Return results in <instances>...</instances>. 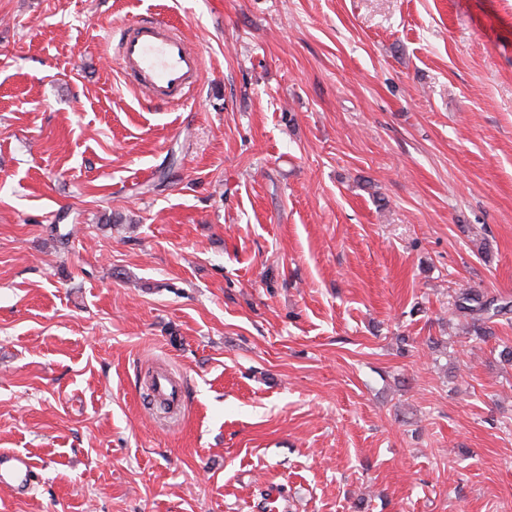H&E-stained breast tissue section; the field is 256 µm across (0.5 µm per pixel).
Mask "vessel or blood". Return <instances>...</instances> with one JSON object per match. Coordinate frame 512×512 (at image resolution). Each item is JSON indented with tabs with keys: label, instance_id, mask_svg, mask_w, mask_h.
<instances>
[{
	"label": "vessel or blood",
	"instance_id": "obj_1",
	"mask_svg": "<svg viewBox=\"0 0 512 512\" xmlns=\"http://www.w3.org/2000/svg\"><path fill=\"white\" fill-rule=\"evenodd\" d=\"M124 72L144 96L174 100L194 84L201 72L199 54L170 26L152 18L137 20L118 43ZM29 472L25 458L0 454V484L24 482Z\"/></svg>",
	"mask_w": 512,
	"mask_h": 512
}]
</instances>
